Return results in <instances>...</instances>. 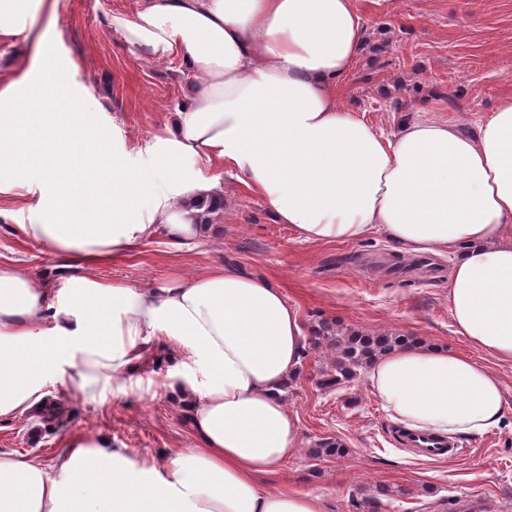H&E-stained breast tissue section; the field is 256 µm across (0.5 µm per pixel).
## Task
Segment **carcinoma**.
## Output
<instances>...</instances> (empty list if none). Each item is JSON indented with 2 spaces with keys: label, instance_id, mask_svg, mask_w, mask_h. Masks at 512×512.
<instances>
[{
  "label": "carcinoma",
  "instance_id": "carcinoma-1",
  "mask_svg": "<svg viewBox=\"0 0 512 512\" xmlns=\"http://www.w3.org/2000/svg\"><path fill=\"white\" fill-rule=\"evenodd\" d=\"M409 341V337L396 334L369 336L350 333L339 336L333 326L322 321L313 329L310 345L316 347L325 343L336 349V358L330 369L322 372L318 384L324 389H332L349 382L360 375L375 358ZM343 454L342 444L330 438L315 443V447L310 449V455L315 458L340 457Z\"/></svg>",
  "mask_w": 512,
  "mask_h": 512
}]
</instances>
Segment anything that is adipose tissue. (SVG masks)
Wrapping results in <instances>:
<instances>
[{"label":"adipose tissue","mask_w":512,"mask_h":512,"mask_svg":"<svg viewBox=\"0 0 512 512\" xmlns=\"http://www.w3.org/2000/svg\"><path fill=\"white\" fill-rule=\"evenodd\" d=\"M57 5L0 0V46L34 48L0 79V201L26 206L28 240L96 266L158 236L198 238V206L222 203L224 186L197 164H222L306 242L379 231L403 253L456 249L457 332L512 366L511 93L472 133L414 119L387 137L339 98L365 47L360 0H137L114 33L189 77L142 170L110 113L81 105L49 65L54 35L36 22ZM159 336L179 349L169 397L195 448L136 455L78 435L50 469L0 454V512H323L310 492L258 482L301 445L284 399L298 312L270 280L225 265L146 287L78 275L58 290L0 266V418L41 409L55 384L86 399L124 390ZM368 383L392 419L443 436L483 434L508 409L492 367L440 346L393 350Z\"/></svg>","instance_id":"1"}]
</instances>
